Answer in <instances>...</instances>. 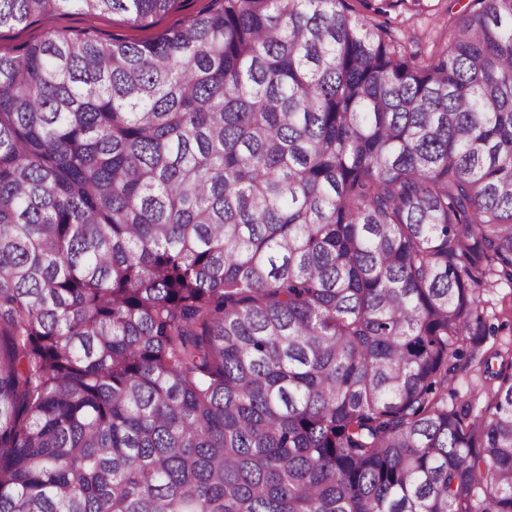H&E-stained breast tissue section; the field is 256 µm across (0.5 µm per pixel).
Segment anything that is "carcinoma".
Returning <instances> with one entry per match:
<instances>
[{
  "label": "carcinoma",
  "mask_w": 512,
  "mask_h": 512,
  "mask_svg": "<svg viewBox=\"0 0 512 512\" xmlns=\"http://www.w3.org/2000/svg\"><path fill=\"white\" fill-rule=\"evenodd\" d=\"M175 0H0L132 24ZM219 0L0 53V512H512V0ZM454 1L455 0H447L439 2L438 7L429 12L430 16L422 15L411 18L412 14L403 11L401 7H398L397 11H391L390 17L396 19V22L400 23L402 19H406L403 23L395 26V36L406 45H412L413 50L418 48L426 50L428 42L421 40V37L428 32L435 34L439 24L438 18L443 14L445 8L450 6L453 11L460 13L466 8V4L468 3V0ZM399 12H402V17H397ZM480 309L483 310L487 324L494 327L493 333L487 336L479 353L459 361L460 366L456 379L448 387V403L469 405L473 415H478L484 406L480 392L487 384L485 375L479 368V360L484 356L498 351L507 357L512 353V284L498 282L494 288H487L480 294Z\"/></svg>",
  "instance_id": "cac0c4a2"
}]
</instances>
